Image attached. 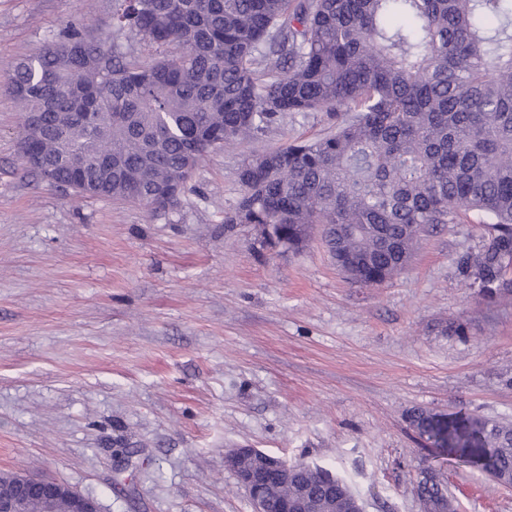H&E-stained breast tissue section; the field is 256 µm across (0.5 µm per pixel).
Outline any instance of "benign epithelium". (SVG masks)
Wrapping results in <instances>:
<instances>
[{
  "mask_svg": "<svg viewBox=\"0 0 512 512\" xmlns=\"http://www.w3.org/2000/svg\"><path fill=\"white\" fill-rule=\"evenodd\" d=\"M259 455L264 458L261 468L236 474L254 506V512H265L264 489L273 483L288 482L296 475L319 473V468L306 464L290 465L287 461L257 448H238L230 457ZM65 499L68 512H100L98 501L81 494L66 484L52 478H35L18 474L13 477L8 495L0 496V512H30L31 505H38L40 512H57V502Z\"/></svg>",
  "mask_w": 512,
  "mask_h": 512,
  "instance_id": "benign-epithelium-1",
  "label": "benign epithelium"
}]
</instances>
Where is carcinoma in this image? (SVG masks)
Segmentation results:
<instances>
[{
	"mask_svg": "<svg viewBox=\"0 0 512 512\" xmlns=\"http://www.w3.org/2000/svg\"><path fill=\"white\" fill-rule=\"evenodd\" d=\"M121 35L174 51L139 59ZM0 90L44 181L152 212L177 204L207 153L290 112H334L329 134L243 160L224 223L268 224L263 243L283 251L321 224L337 266L378 285L423 232L475 212L493 231L462 272L488 298L512 291V0H113L112 33L68 26ZM409 420L512 478V427L419 408ZM418 490L430 512H456L439 487ZM301 496L352 512L340 479L332 497L274 484L266 512Z\"/></svg>",
	"mask_w": 512,
	"mask_h": 512,
	"instance_id": "obj_1",
	"label": "carcinoma"
}]
</instances>
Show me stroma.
<instances>
[{
	"mask_svg": "<svg viewBox=\"0 0 512 512\" xmlns=\"http://www.w3.org/2000/svg\"><path fill=\"white\" fill-rule=\"evenodd\" d=\"M72 23L111 29L112 0H0V70ZM20 122L0 92V474L53 477L101 512H253L227 457L256 448L331 470L363 512H424L425 470L458 512H512V487L408 420L512 426V295L485 298L458 269L491 231L477 214L363 286L321 228L285 253L224 228L242 158L323 136L327 113L209 152L160 212L47 185L21 161Z\"/></svg>",
	"mask_w": 512,
	"mask_h": 512,
	"instance_id": "stroma-1",
	"label": "stroma"
}]
</instances>
